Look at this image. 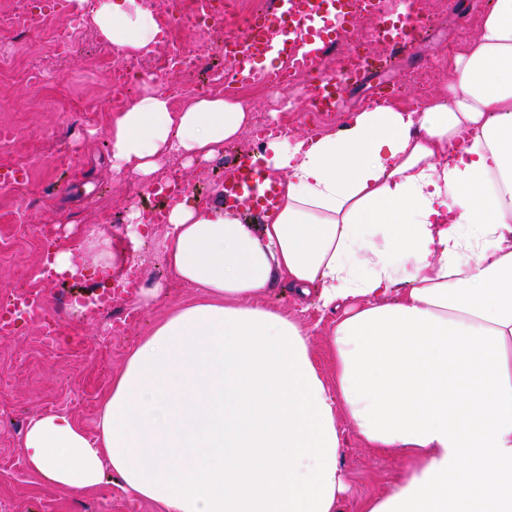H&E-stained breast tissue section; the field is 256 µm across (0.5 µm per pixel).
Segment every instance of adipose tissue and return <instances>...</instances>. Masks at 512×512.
I'll list each match as a JSON object with an SVG mask.
<instances>
[{
	"label": "adipose tissue",
	"instance_id": "ef3b65f1",
	"mask_svg": "<svg viewBox=\"0 0 512 512\" xmlns=\"http://www.w3.org/2000/svg\"><path fill=\"white\" fill-rule=\"evenodd\" d=\"M92 22L126 56L160 41L142 0H98ZM247 122L241 100L175 111L145 87L112 120V169L208 163ZM265 162L281 203L264 224L219 198L171 206L167 263L204 300L131 352L96 434L33 416L30 470L63 492L113 481L158 512H338L343 416L404 458L360 512H512V0H494L444 92L283 137ZM282 281L336 312L333 378L305 326L257 305Z\"/></svg>",
	"mask_w": 512,
	"mask_h": 512
}]
</instances>
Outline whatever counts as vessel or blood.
Here are the masks:
<instances>
[{
    "label": "vessel or blood",
    "instance_id": "vessel-or-blood-1",
    "mask_svg": "<svg viewBox=\"0 0 512 512\" xmlns=\"http://www.w3.org/2000/svg\"><path fill=\"white\" fill-rule=\"evenodd\" d=\"M359 2L273 0L271 12L225 36L233 49L230 59L235 80L272 81L284 86L292 72H313L317 78L311 87V111H339L345 92L363 82L375 64L366 59L346 74L333 76L319 74L318 69L324 56L348 40ZM418 29L412 16L388 17L373 27L372 37L395 54L415 40ZM220 183L225 207L258 218L277 207V180L259 154L243 153L225 162Z\"/></svg>",
    "mask_w": 512,
    "mask_h": 512
}]
</instances>
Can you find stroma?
Returning <instances> with one entry per match:
<instances>
[{
    "label": "stroma",
    "instance_id": "35a3bbf8",
    "mask_svg": "<svg viewBox=\"0 0 512 512\" xmlns=\"http://www.w3.org/2000/svg\"><path fill=\"white\" fill-rule=\"evenodd\" d=\"M491 0H461L462 16L440 0L434 17L413 47L387 70L377 72L346 96L341 116L326 118L309 111L310 88L300 83L280 89L233 84L227 96L246 102L252 121L278 119L292 135H314L342 126L362 108L377 82L405 84L400 106L442 89L454 58L477 32ZM12 14L29 29L23 64L15 76L0 80V165L27 170L30 191L22 195L0 187V291L24 287L46 299L18 334L0 337V512H157L156 506L107 483L94 493L60 492L31 473L20 448L29 419L36 414L64 413L88 433H95L101 404L112 379L128 355L170 312L198 300L202 292L184 285L164 256L165 227L150 225L142 239L128 234L129 216L144 209L151 189L170 177L194 186L206 184L208 195L220 186L208 165L185 166L182 158L161 159L151 180L126 171L114 173L108 128L116 110L100 74L96 31L80 37L69 56L52 58L48 37L64 23L62 16L22 13L8 0ZM38 73L37 91L24 78ZM109 241L112 260V311L80 316L56 303V290L42 256V236L59 246L77 248L81 274L73 280L75 295H88L100 278L93 252L82 249L89 233ZM138 280L128 283L129 268ZM158 287L150 304L143 289ZM258 304L279 309L311 333L312 355L324 376H331L327 354L333 314L315 303L296 300L286 285L258 297ZM347 441L344 470L348 492L340 512H358L361 500L392 482L403 467L399 452L365 447L348 421H341Z\"/></svg>",
    "mask_w": 512,
    "mask_h": 512
}]
</instances>
